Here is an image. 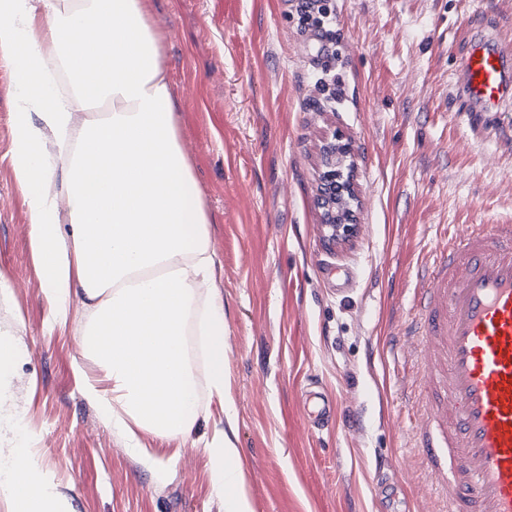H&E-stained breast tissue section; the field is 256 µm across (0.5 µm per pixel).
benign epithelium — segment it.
Returning a JSON list of instances; mask_svg holds the SVG:
<instances>
[{"label": "benign epithelium", "instance_id": "7a95c632", "mask_svg": "<svg viewBox=\"0 0 512 512\" xmlns=\"http://www.w3.org/2000/svg\"><path fill=\"white\" fill-rule=\"evenodd\" d=\"M349 156L350 145L340 136L321 145L319 204L325 237L335 246L349 242L357 228L358 191L352 173L344 170Z\"/></svg>", "mask_w": 512, "mask_h": 512}]
</instances>
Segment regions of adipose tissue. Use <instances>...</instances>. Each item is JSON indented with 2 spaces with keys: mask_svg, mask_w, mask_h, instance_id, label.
Segmentation results:
<instances>
[{
  "mask_svg": "<svg viewBox=\"0 0 512 512\" xmlns=\"http://www.w3.org/2000/svg\"><path fill=\"white\" fill-rule=\"evenodd\" d=\"M0 57L25 100L14 113L12 164L30 202L51 323L92 301L81 347L98 368L82 394L130 448L138 432L186 439L197 420L196 359L224 397V302L204 295L214 266L208 209L182 149L162 48L141 0H0ZM100 107L97 118L78 113ZM39 124H32L31 114ZM57 152L44 153L41 130ZM65 192L50 190L56 166ZM21 358L0 332V437L24 432L10 409ZM225 512H250L238 451L206 442ZM13 512H69L29 446L0 471Z\"/></svg>",
  "mask_w": 512,
  "mask_h": 512,
  "instance_id": "adipose-tissue-1",
  "label": "adipose tissue"
}]
</instances>
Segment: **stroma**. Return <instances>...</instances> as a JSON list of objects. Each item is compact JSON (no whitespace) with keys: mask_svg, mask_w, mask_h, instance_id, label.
Wrapping results in <instances>:
<instances>
[{"mask_svg":"<svg viewBox=\"0 0 512 512\" xmlns=\"http://www.w3.org/2000/svg\"><path fill=\"white\" fill-rule=\"evenodd\" d=\"M296 5L143 0L209 210L227 332L224 399L197 370L198 420L180 444L143 432L131 450L82 396L96 368L81 298L48 324L11 163L21 91L0 59V330L22 351L13 403L71 512H224L204 448L217 433L239 450L251 512L431 510L411 449L424 417L405 402L419 363L391 338L448 234L512 224V105L484 117L457 84L472 35L512 44V0H321L310 19ZM335 134L351 146L361 208L355 236L332 249L316 198L319 147ZM307 390L332 401L330 429L308 430Z\"/></svg>","mask_w":512,"mask_h":512,"instance_id":"obj_1","label":"stroma"}]
</instances>
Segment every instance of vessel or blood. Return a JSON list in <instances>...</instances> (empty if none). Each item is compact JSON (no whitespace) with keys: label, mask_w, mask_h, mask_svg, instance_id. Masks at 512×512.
Returning <instances> with one entry per match:
<instances>
[{"label":"vessel or blood","mask_w":512,"mask_h":512,"mask_svg":"<svg viewBox=\"0 0 512 512\" xmlns=\"http://www.w3.org/2000/svg\"><path fill=\"white\" fill-rule=\"evenodd\" d=\"M462 93L512 104V46L471 37ZM400 332L435 398L414 435L434 512H512V224H469L438 248Z\"/></svg>","instance_id":"1"}]
</instances>
